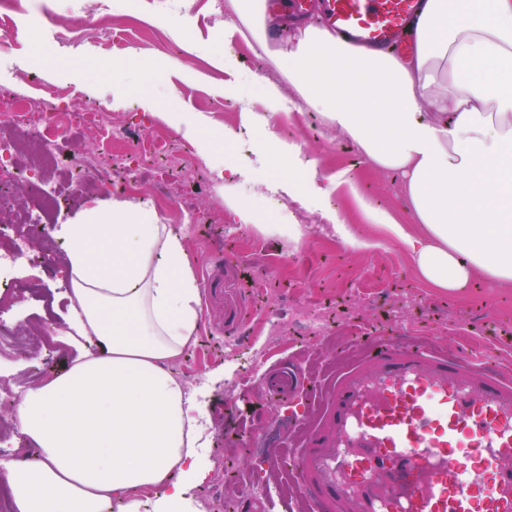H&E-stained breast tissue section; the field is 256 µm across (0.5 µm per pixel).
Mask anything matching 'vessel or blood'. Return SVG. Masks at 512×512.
I'll return each mask as SVG.
<instances>
[{
	"instance_id": "b4317fda",
	"label": "vessel or blood",
	"mask_w": 512,
	"mask_h": 512,
	"mask_svg": "<svg viewBox=\"0 0 512 512\" xmlns=\"http://www.w3.org/2000/svg\"><path fill=\"white\" fill-rule=\"evenodd\" d=\"M289 16L318 14L352 47L404 51L426 0H267ZM275 366L276 402L320 403L295 419L287 466L305 512H512V375L466 346L448 353L413 336H362L329 380Z\"/></svg>"
}]
</instances>
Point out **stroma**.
Segmentation results:
<instances>
[{
	"instance_id": "35a3bbf8",
	"label": "stroma",
	"mask_w": 512,
	"mask_h": 512,
	"mask_svg": "<svg viewBox=\"0 0 512 512\" xmlns=\"http://www.w3.org/2000/svg\"><path fill=\"white\" fill-rule=\"evenodd\" d=\"M130 4L110 16L81 0H18L0 11V34L9 36L0 48V88L34 99L52 89L71 111L100 108V126L72 129L71 148L97 160L116 180L123 173L109 138L125 113L139 111L143 95L153 96L162 111L207 119L211 136L201 141L148 115L139 138L130 142L135 148L165 140L169 158L183 162L190 177L207 167L211 178L196 183L192 196H183L176 185L162 186L146 167L129 191L105 185L96 194L75 196L67 219L76 221L91 207H111L121 196L154 208L163 223L189 225L187 250L202 317L196 343L172 370L184 383L201 387L211 436L205 454L213 473L225 470L229 477L220 484L206 478L190 484L188 492L203 512H237L245 492L264 512H301L296 495L273 493L265 451L251 439L270 430L274 441L284 442L288 433L276 425L290 407L268 399L263 374L239 375L225 336L248 328L268 365L293 359L318 376L350 337L368 333L431 336L451 350L468 345L484 352L512 342V288L478 280L451 293L423 280L407 247L363 209L368 203L396 223H413L400 177L374 167L318 112L290 105L295 91L276 59L246 42L241 24L226 17L224 0H193L188 7L181 0ZM226 47L234 51L231 70L224 67ZM112 59L158 69L115 109L102 105L112 73L101 64ZM269 81L279 85L284 101L256 102L260 86ZM252 112L261 114V123L249 120ZM267 131L317 162L319 190L303 199L298 239L288 233V160L268 158L258 148ZM228 162L242 170L229 187L217 176ZM237 201L257 206V223H242L233 207ZM194 212L208 215L209 223H191ZM334 215L356 243L327 232ZM34 276L42 290L18 296L9 309L12 321L34 326L49 317L63 325L64 264L37 268ZM72 358L71 348L53 341L34 355L0 356V374H9L20 396L26 387L66 372Z\"/></svg>"
}]
</instances>
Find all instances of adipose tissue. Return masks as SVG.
Returning <instances> with one entry per match:
<instances>
[{
    "label": "adipose tissue",
    "mask_w": 512,
    "mask_h": 512,
    "mask_svg": "<svg viewBox=\"0 0 512 512\" xmlns=\"http://www.w3.org/2000/svg\"><path fill=\"white\" fill-rule=\"evenodd\" d=\"M415 54L360 55L307 24L277 51L305 106L379 168L401 174L419 233L376 214L420 275L456 292L512 288V0H427ZM72 293L67 372L14 407L32 448L0 460L12 512H181L210 466L198 405L172 370L199 334L185 230L113 200L63 225ZM180 481H173V473Z\"/></svg>",
    "instance_id": "1"
}]
</instances>
